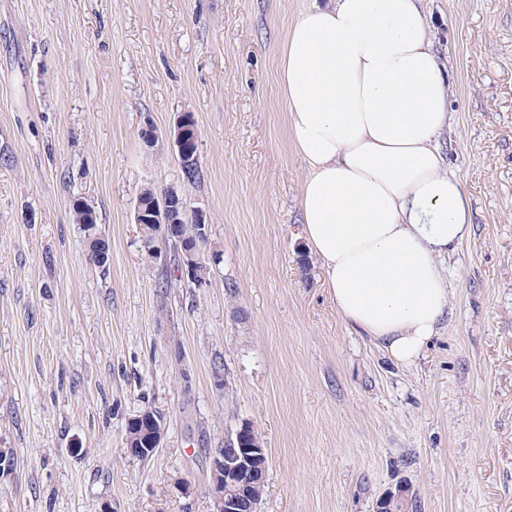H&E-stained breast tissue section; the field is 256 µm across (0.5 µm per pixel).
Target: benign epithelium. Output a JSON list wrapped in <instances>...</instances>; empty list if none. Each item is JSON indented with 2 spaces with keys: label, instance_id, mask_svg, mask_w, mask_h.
Here are the masks:
<instances>
[{
  "label": "benign epithelium",
  "instance_id": "obj_1",
  "mask_svg": "<svg viewBox=\"0 0 512 512\" xmlns=\"http://www.w3.org/2000/svg\"><path fill=\"white\" fill-rule=\"evenodd\" d=\"M174 143L180 160L190 161L193 148L190 143L197 139L193 129L186 125L185 116L178 117L173 130ZM187 209V201L183 194L173 187H165L153 197L152 215L144 217L140 206L134 208V223L137 225L148 222L159 227L162 234L170 232L171 225L177 223L176 215ZM194 251L208 241L207 215L197 210L194 212ZM163 433H157L149 448H135L128 443L127 453L138 459H148L160 447ZM252 444L245 446L233 444V439L224 441V447L216 448L210 454V483L209 492L215 503L216 512H257V507L248 493V487L258 475L265 474L267 453L256 434H251ZM413 495L410 488L400 486L394 491L387 492L378 502L377 512H391L390 505L397 501H411Z\"/></svg>",
  "mask_w": 512,
  "mask_h": 512
}]
</instances>
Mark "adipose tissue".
<instances>
[{
    "mask_svg": "<svg viewBox=\"0 0 512 512\" xmlns=\"http://www.w3.org/2000/svg\"><path fill=\"white\" fill-rule=\"evenodd\" d=\"M306 166L300 216L337 311L391 359L421 357L448 311L441 261L471 226L438 140L450 81L424 0H316L280 46Z\"/></svg>",
    "mask_w": 512,
    "mask_h": 512,
    "instance_id": "obj_1",
    "label": "adipose tissue"
}]
</instances>
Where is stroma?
I'll return each instance as SVG.
<instances>
[{
    "instance_id": "35a3bbf8",
    "label": "stroma",
    "mask_w": 512,
    "mask_h": 512,
    "mask_svg": "<svg viewBox=\"0 0 512 512\" xmlns=\"http://www.w3.org/2000/svg\"><path fill=\"white\" fill-rule=\"evenodd\" d=\"M311 2L0 0V512H215L208 451L245 423L268 453L257 512H376L402 484L418 512H512V14L426 0L473 224L443 262L448 318L405 366L338 313L302 238L278 69ZM168 186L209 218L206 288L172 265L160 291L144 252L136 200ZM146 408L165 430L140 460ZM185 113L178 117L176 125L173 130L174 143L177 147L180 160L182 162L190 161V156L193 154V148L190 146L191 142L197 140V135L193 129L186 125ZM182 175L188 182H195L200 179L201 168L198 160L194 163H182ZM75 222L82 225L88 246V260L99 267L104 266L108 258L109 246L106 240L98 233L96 212L85 210L82 204L76 203L74 207ZM104 262V263H103ZM140 415H136L134 419L128 424V437L127 442L130 440L139 439L140 448H133V443L129 442L126 448L127 453L138 459H148L150 458L156 450L160 447L163 439V432H158L152 439L151 447L153 448H144L148 444V440L151 436V432L153 430L152 424H147L142 422L137 423V419H139ZM141 442V443H140Z\"/></svg>"
}]
</instances>
